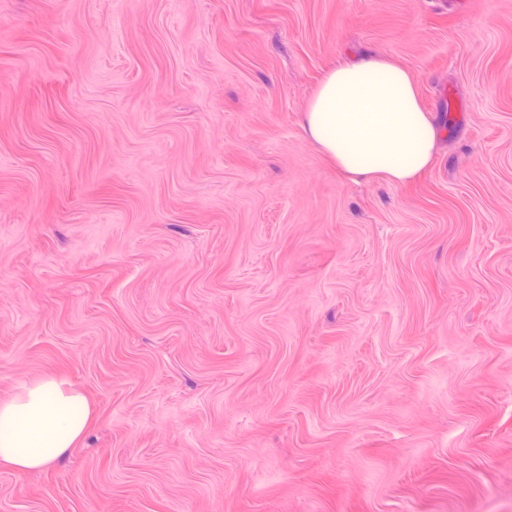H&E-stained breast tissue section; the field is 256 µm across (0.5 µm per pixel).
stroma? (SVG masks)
<instances>
[{"mask_svg":"<svg viewBox=\"0 0 512 512\" xmlns=\"http://www.w3.org/2000/svg\"><path fill=\"white\" fill-rule=\"evenodd\" d=\"M368 54L402 185L303 129ZM52 374L0 512H512V0H0V400ZM308 135L353 179L412 180L431 164L436 129L409 73L365 57L327 72L305 112ZM93 416L88 397L62 377L19 382L0 401V466L43 469L82 439Z\"/></svg>","mask_w":512,"mask_h":512,"instance_id":"obj_1","label":"stroma"}]
</instances>
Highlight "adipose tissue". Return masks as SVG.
<instances>
[{
  "label": "adipose tissue",
  "mask_w": 512,
  "mask_h": 512,
  "mask_svg": "<svg viewBox=\"0 0 512 512\" xmlns=\"http://www.w3.org/2000/svg\"><path fill=\"white\" fill-rule=\"evenodd\" d=\"M308 135L355 179L412 180L431 164L436 130L409 73L367 57L327 72L305 112ZM93 416L88 397L64 378L19 382L0 401V466L43 469L82 439Z\"/></svg>",
  "instance_id": "1"
}]
</instances>
